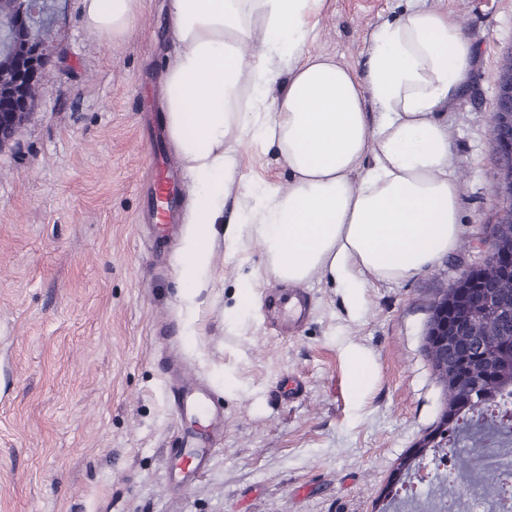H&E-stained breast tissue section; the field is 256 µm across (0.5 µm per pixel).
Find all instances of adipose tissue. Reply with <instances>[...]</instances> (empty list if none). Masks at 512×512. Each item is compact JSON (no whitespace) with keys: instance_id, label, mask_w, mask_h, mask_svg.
Masks as SVG:
<instances>
[{"instance_id":"obj_1","label":"adipose tissue","mask_w":512,"mask_h":512,"mask_svg":"<svg viewBox=\"0 0 512 512\" xmlns=\"http://www.w3.org/2000/svg\"><path fill=\"white\" fill-rule=\"evenodd\" d=\"M87 27L132 36L142 0H82ZM326 0H171L179 50L164 80L168 134L194 177L186 292L212 268L204 225L224 213L231 141L277 148L292 182L252 188L231 240L256 239L273 278L322 276L357 302L369 278L431 267L460 234L452 145L441 119L474 49L446 11L415 6L386 23L363 71L311 53ZM287 56V74L274 65Z\"/></svg>"}]
</instances>
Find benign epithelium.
<instances>
[{"mask_svg":"<svg viewBox=\"0 0 512 512\" xmlns=\"http://www.w3.org/2000/svg\"><path fill=\"white\" fill-rule=\"evenodd\" d=\"M53 5L51 0H19L20 19L50 25ZM51 38L29 44L20 54L12 50L0 51V66L17 73V82L0 89V151L7 148L17 129L27 122L32 109L28 88L35 84L38 74L50 52ZM496 87V114L501 129H509V139L494 140L498 165L493 193L498 200L497 224L512 223V56L501 62L493 77ZM475 275L467 269L433 300L425 333V349L431 364L437 365L436 374L441 385L458 386L461 383L459 368L476 358L484 350V343L476 335L473 321L465 318L459 303L460 288ZM488 320H507L512 317V307L502 302L494 282L472 298Z\"/></svg>","mask_w":512,"mask_h":512,"instance_id":"1","label":"benign epithelium"}]
</instances>
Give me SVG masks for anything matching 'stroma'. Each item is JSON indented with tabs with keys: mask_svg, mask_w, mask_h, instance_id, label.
Returning a JSON list of instances; mask_svg holds the SVG:
<instances>
[{
	"mask_svg": "<svg viewBox=\"0 0 512 512\" xmlns=\"http://www.w3.org/2000/svg\"><path fill=\"white\" fill-rule=\"evenodd\" d=\"M477 53L443 119L459 182L456 246L405 280L369 281L357 304L327 280L304 284L305 324L282 333L280 284L259 244L227 224L259 183L288 187L276 151L238 143L212 225L213 272L185 301L182 239L164 260L139 223L152 181L143 137L162 109L176 55L171 0H145L134 35L87 28L82 0H58L53 47L31 119L0 151V512H391L389 481L445 406L425 352L430 306L481 263L494 223L492 76L512 49V0H433ZM406 0H327L309 49L360 66ZM366 352L351 388L348 350ZM224 407L207 428L210 465L178 485L172 447L186 426L170 401L165 357ZM300 377L299 397L280 384ZM415 512L437 491L483 502L476 473L428 467Z\"/></svg>",
	"mask_w": 512,
	"mask_h": 512,
	"instance_id": "obj_1",
	"label": "stroma"
}]
</instances>
